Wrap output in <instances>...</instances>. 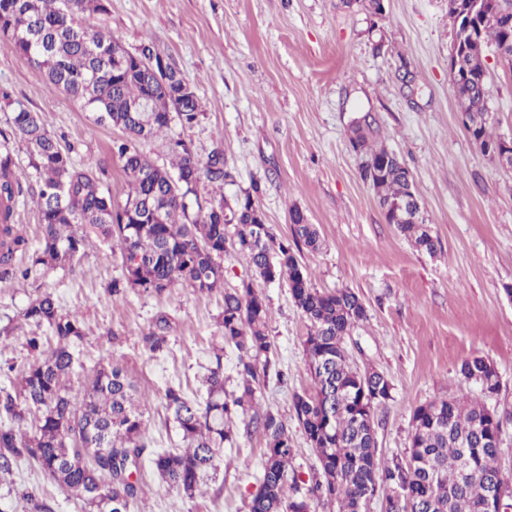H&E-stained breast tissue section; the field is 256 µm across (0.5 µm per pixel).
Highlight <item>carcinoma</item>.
<instances>
[{
  "label": "carcinoma",
  "instance_id": "obj_1",
  "mask_svg": "<svg viewBox=\"0 0 512 512\" xmlns=\"http://www.w3.org/2000/svg\"><path fill=\"white\" fill-rule=\"evenodd\" d=\"M448 8L452 34L476 36L480 47L466 57L470 78L455 87L457 106L471 123L476 145L500 139L490 125L485 51L512 47V0H494ZM107 12L104 0H0V44L25 58L68 98L97 114V121L123 136L112 141L128 186L115 202L98 178L72 162L69 150L49 130L44 115L20 107L12 125L27 144L29 167L38 176L34 190L42 236L29 251L28 238L14 223V206L24 193L13 153L0 150V278L35 277L69 265L89 245L94 231L119 250L123 276L107 291L119 296L133 289L161 295L181 285L200 294L223 293L219 335L211 344V361L202 379L204 392L187 395L169 385L162 394L167 419L181 435L183 448L151 446L142 406L126 367L108 360L84 373L80 346L87 338L79 317L61 309L44 292L29 301L22 320L48 336L32 333V354L22 368L0 364V487L11 488L17 463L26 458L52 482L72 491L85 512H128L144 493L150 468L161 482L192 499L202 484L224 466V444L233 442L239 417L266 441L259 489L249 512H310V501L337 505V512H364L365 499L379 488L386 502L401 508L386 512H490L501 420L482 401L433 399L413 411L408 461L385 459L376 444L374 409L390 398L391 386L380 373L354 366L345 336L363 322L367 309L349 289L312 287L295 249L322 245L316 225L303 212L289 209L291 239L276 236L259 201L250 192L228 202L210 203L205 215L193 213L198 187L223 184L230 177L224 153L214 150L200 159L190 145L170 138L171 168L161 167L139 150V144L170 129L197 125L204 113L196 94L183 93L186 80L165 61L167 82L161 85L143 60L160 58L145 44L135 60L112 32L91 22ZM350 142L364 157L362 178L376 194L387 223L392 205L419 202L409 169L398 155L372 144L368 117L354 119ZM413 245L430 254L438 241L423 218L396 223ZM266 282L284 280L294 305L308 323L304 353L313 390L293 397L294 417L315 452L320 473L301 497L286 498L293 443L288 424L276 412L255 405L259 361L269 359L274 343L268 332L269 306L250 281L224 287L227 249ZM170 318L156 315L141 336L152 355L167 352ZM237 351V390L224 389V348ZM461 375L486 396L499 391L493 365L483 357L463 361ZM81 394L73 393V385ZM14 512H56V504L36 490L15 495Z\"/></svg>",
  "mask_w": 512,
  "mask_h": 512
}]
</instances>
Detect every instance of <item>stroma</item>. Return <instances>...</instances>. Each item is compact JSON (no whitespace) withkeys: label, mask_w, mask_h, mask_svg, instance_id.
I'll return each instance as SVG.
<instances>
[{"label":"stroma","mask_w":512,"mask_h":512,"mask_svg":"<svg viewBox=\"0 0 512 512\" xmlns=\"http://www.w3.org/2000/svg\"><path fill=\"white\" fill-rule=\"evenodd\" d=\"M102 22L129 51L143 42L169 58L194 88L204 116L190 129L173 126L199 158L223 150L231 181L201 185L202 206L256 193L274 233L290 234L288 210L299 207L317 225L320 250L299 261L320 290L352 289L367 319L346 338L352 361L382 373L391 397L375 408L378 447L405 457L414 409L432 399L480 391L460 374L462 362L487 358L500 380L487 403L503 420L498 465L512 476V169L480 152L456 108L448 73L452 39L448 0H387L371 17L358 0H108ZM489 103L497 135L512 138V69L488 53ZM46 113L72 161L92 169L114 200L127 185L110 153L118 130L47 82L24 58L0 46V145L14 154L24 186H35L27 146L10 121L14 109ZM369 115L374 139L409 167L436 253L416 249L386 223L373 190L360 177L363 161L349 142L354 118ZM119 254L96 243L71 266L29 280H0V319L18 318L29 300L53 293L84 320L85 366L112 358L149 393L145 419L154 447L179 437L160 396L166 386L195 392L217 335L221 294L175 287L156 297L106 293L121 277ZM269 307L275 344L256 387L259 407L278 412L294 441L298 483H311L319 463L292 409L294 394L311 390L303 340L307 322L285 282H256ZM173 331L168 353L150 356L140 342L154 316ZM121 334V342L110 340ZM266 443L239 418L222 480L189 499L147 476L130 512H249L259 486ZM16 487L39 488L60 512H81L70 492L20 460Z\"/></svg>","instance_id":"35a3bbf8"}]
</instances>
